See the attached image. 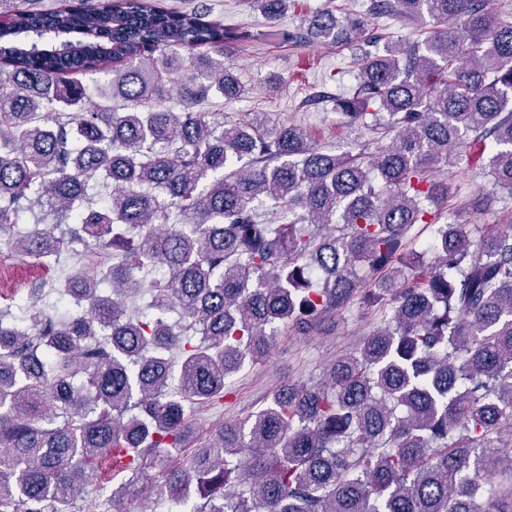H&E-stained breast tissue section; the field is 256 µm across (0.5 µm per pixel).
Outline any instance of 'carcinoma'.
I'll list each match as a JSON object with an SVG mask.
<instances>
[{"instance_id":"1","label":"carcinoma","mask_w":512,"mask_h":512,"mask_svg":"<svg viewBox=\"0 0 512 512\" xmlns=\"http://www.w3.org/2000/svg\"><path fill=\"white\" fill-rule=\"evenodd\" d=\"M256 4L272 22L287 8ZM387 16L432 30L366 36ZM241 38L158 0H62L0 27V234L28 210L16 252L46 263L79 246L109 261L71 275L72 309L35 287L22 323L0 310V512L129 499L168 512H512V233L439 223L448 188L431 178L464 155L512 195V18L485 0H370L310 18L293 40L361 52L335 106L371 138L345 150L197 109L245 94L224 67V44ZM97 74L106 104L90 109L83 78ZM416 224L435 226L420 250ZM361 285L380 325L326 382L282 389L161 466L280 328L329 333L325 315ZM108 458L112 490L76 506L103 489Z\"/></svg>"}]
</instances>
